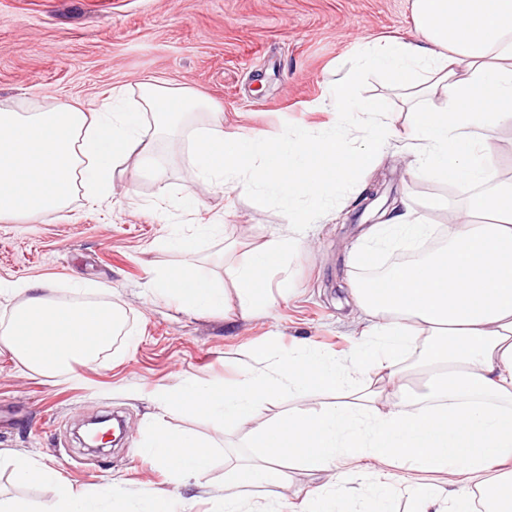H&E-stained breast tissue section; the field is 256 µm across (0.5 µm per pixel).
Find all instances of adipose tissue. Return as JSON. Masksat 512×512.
I'll return each mask as SVG.
<instances>
[{
	"label": "adipose tissue",
	"mask_w": 512,
	"mask_h": 512,
	"mask_svg": "<svg viewBox=\"0 0 512 512\" xmlns=\"http://www.w3.org/2000/svg\"><path fill=\"white\" fill-rule=\"evenodd\" d=\"M413 12L422 40L392 39L362 64L396 78L413 114L406 149L417 169L474 192L457 208L438 202L447 213L443 251L354 287L371 322L349 360L303 343L263 369L241 360L234 383L190 379L165 396L141 455L172 482L205 477L211 451L168 428L164 416L205 414L247 428L258 448L254 459L225 471L224 512H256L268 488L285 484L279 463L286 458L310 473L336 472L335 485L320 487L304 512H396L401 491L405 512H512V182L496 183L491 167L494 133L512 123V0H413ZM438 94L445 107L423 108ZM210 109L186 89L151 81L112 89L91 111L54 94L1 100L0 220L57 212L79 187L88 200L102 199L118 161L161 132L179 142L187 115ZM359 110L373 131L355 151L335 129L272 143L225 135L213 119L194 140L191 167L217 188L243 187L255 205L276 199L290 224L310 223L387 144L379 107ZM384 217L364 230L355 262L374 259L375 244L410 249L430 232L409 207H391ZM173 245L188 259L159 271L157 289L199 312L221 308L223 292L193 259L192 240ZM303 247L301 236H274L251 253L235 274L242 304L270 302L265 276ZM2 294L25 300L0 329V348L41 376L94 363L120 320L109 303L53 302L39 282L0 283ZM312 386L335 393L336 403L254 423L259 404ZM11 465L18 483L55 485L44 512L171 509L165 496L138 504L114 486L95 495L75 490L57 469L26 457ZM421 473L442 475V485L415 486Z\"/></svg>",
	"instance_id": "adipose-tissue-1"
}]
</instances>
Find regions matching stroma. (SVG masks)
Masks as SVG:
<instances>
[{
  "label": "stroma",
  "mask_w": 512,
  "mask_h": 512,
  "mask_svg": "<svg viewBox=\"0 0 512 512\" xmlns=\"http://www.w3.org/2000/svg\"><path fill=\"white\" fill-rule=\"evenodd\" d=\"M413 0H0V100L53 92L95 106L102 93L147 80L180 85L219 109L225 133L274 141L289 132L339 126L331 84L353 79L358 102L379 103L395 130L411 114L391 77L362 69L367 47L392 37L418 38ZM191 138L151 152L166 168L130 157L112 173L98 206L76 192L66 212L0 222V282L45 283L55 300L113 302L122 313L113 341L82 371L41 377L0 350V450L46 463L78 490L116 483L143 501L169 492L187 512H219L224 472L255 456L246 429H221L207 415L167 416L177 431L212 447L202 482L172 485L136 452L159 399L188 377L235 381L245 352L276 339L279 352L309 342L342 357L361 340L365 315L352 286L369 271L353 254L364 227L383 221L387 200L407 199L423 223L443 225L434 203L456 205L466 188L408 170L397 146L342 191L332 210L304 225L308 245L268 273L272 305L241 309L234 287L244 255L290 230L278 203L254 206L248 193L222 192L188 166ZM197 201L182 209L183 200ZM223 232L198 241L197 259L226 292L223 309L184 310L152 290L157 271L180 266L173 233ZM123 417L126 435L100 451L83 447L81 424L96 415ZM288 486L271 496L299 512L307 492L332 483L335 471L311 477L283 462Z\"/></svg>",
  "instance_id": "35a3bbf8"
}]
</instances>
